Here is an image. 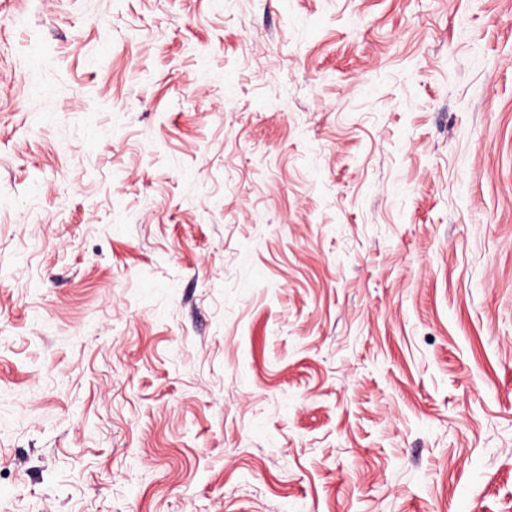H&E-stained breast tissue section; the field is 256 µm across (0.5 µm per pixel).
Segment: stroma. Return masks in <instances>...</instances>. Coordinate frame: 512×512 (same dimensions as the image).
I'll list each match as a JSON object with an SVG mask.
<instances>
[{"instance_id": "35a3bbf8", "label": "stroma", "mask_w": 512, "mask_h": 512, "mask_svg": "<svg viewBox=\"0 0 512 512\" xmlns=\"http://www.w3.org/2000/svg\"><path fill=\"white\" fill-rule=\"evenodd\" d=\"M0 512H512V0H0Z\"/></svg>"}]
</instances>
